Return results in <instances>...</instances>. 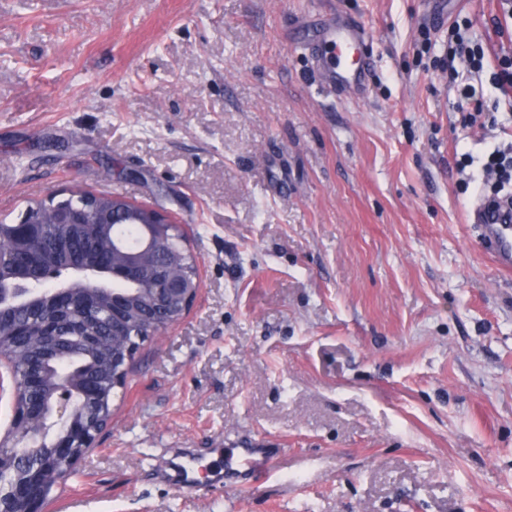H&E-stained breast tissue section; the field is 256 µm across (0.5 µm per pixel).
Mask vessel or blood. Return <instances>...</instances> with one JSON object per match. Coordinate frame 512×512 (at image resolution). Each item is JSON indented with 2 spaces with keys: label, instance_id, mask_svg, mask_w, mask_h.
Returning a JSON list of instances; mask_svg holds the SVG:
<instances>
[{
  "label": "vessel or blood",
  "instance_id": "obj_1",
  "mask_svg": "<svg viewBox=\"0 0 512 512\" xmlns=\"http://www.w3.org/2000/svg\"><path fill=\"white\" fill-rule=\"evenodd\" d=\"M368 40L367 28L360 20L335 13L321 23L317 38L308 42L306 49L324 91L363 95L369 75V58L364 52ZM475 219L483 228L487 249L497 265L512 270V211L484 205L476 211ZM226 469L231 474H247L255 483L265 479L269 468L262 442L234 441L226 456ZM175 476L176 485L183 491L200 486L191 457L176 464Z\"/></svg>",
  "mask_w": 512,
  "mask_h": 512
}]
</instances>
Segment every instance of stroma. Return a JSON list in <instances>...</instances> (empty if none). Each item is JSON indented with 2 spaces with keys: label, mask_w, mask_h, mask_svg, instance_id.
Segmentation results:
<instances>
[{
  "label": "stroma",
  "mask_w": 512,
  "mask_h": 512,
  "mask_svg": "<svg viewBox=\"0 0 512 512\" xmlns=\"http://www.w3.org/2000/svg\"><path fill=\"white\" fill-rule=\"evenodd\" d=\"M336 5L371 35L361 98L321 92L300 47ZM441 9L0 0V217L117 191L169 211L202 280L49 512H512V272L471 222L512 151V0ZM248 436L270 474L226 487ZM183 454L191 494L167 478Z\"/></svg>",
  "instance_id": "stroma-1"
}]
</instances>
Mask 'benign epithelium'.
Instances as JSON below:
<instances>
[{
  "mask_svg": "<svg viewBox=\"0 0 512 512\" xmlns=\"http://www.w3.org/2000/svg\"><path fill=\"white\" fill-rule=\"evenodd\" d=\"M67 193L65 199L50 197L40 206L26 208L20 222L14 225L18 250L34 252L33 239L45 224H58L64 232L72 224H109L111 220L119 219L123 224H142L147 230L136 258L122 267L114 266L104 272L82 267L78 269L76 282L67 285L52 267L42 262L19 270L12 257L1 254L0 265L9 264L15 273L7 280L0 279V310L34 304L45 314L46 335L57 340L64 338L76 347L93 348L94 336L71 334L63 337L59 334L64 315L76 306H87L99 295L111 292L105 284L115 278H122L129 284L130 294L140 290L147 285L141 267L151 258L165 257L174 265L182 259L168 247L173 227L162 206L152 207L150 222L132 211H122L109 219L95 205H88L83 210L76 207L78 194L72 189ZM200 288L199 277L192 271L184 268L171 272L161 287L172 303L167 320L145 326L137 333L138 338L157 336L183 318L193 306ZM134 352L130 342L121 351L112 352L114 387L124 385ZM47 376L48 371L35 367L17 378L12 362L0 355V397L9 393L12 405L8 428L0 436V473L11 477L9 490L0 496V512H46L53 487L75 471L94 445V431L89 421L80 418V405L71 397L74 393L84 402L100 399L102 393L92 380L75 387L70 376L61 373L54 397L39 400L23 411L18 409L24 396L43 389Z\"/></svg>",
  "mask_w": 512,
  "mask_h": 512,
  "instance_id": "benign-epithelium-1",
  "label": "benign epithelium"
}]
</instances>
